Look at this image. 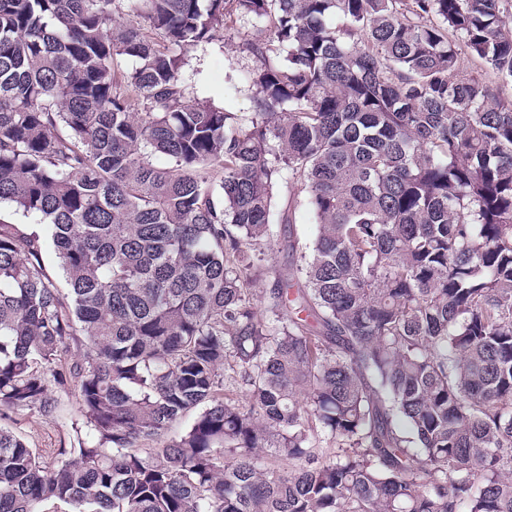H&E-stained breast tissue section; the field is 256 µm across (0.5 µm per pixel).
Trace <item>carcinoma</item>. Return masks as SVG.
<instances>
[{"instance_id": "1", "label": "carcinoma", "mask_w": 512, "mask_h": 512, "mask_svg": "<svg viewBox=\"0 0 512 512\" xmlns=\"http://www.w3.org/2000/svg\"><path fill=\"white\" fill-rule=\"evenodd\" d=\"M501 2L0 0V205L45 228L0 218V407L87 430L0 426V512H512V99L459 67L512 82ZM234 15L247 126L181 73ZM278 183L316 233L266 296ZM58 408L52 416L37 412H8L13 421L8 423L20 433L29 446L47 461L57 460V448L78 447L76 425L79 408L76 399L67 390L55 389Z\"/></svg>"}]
</instances>
